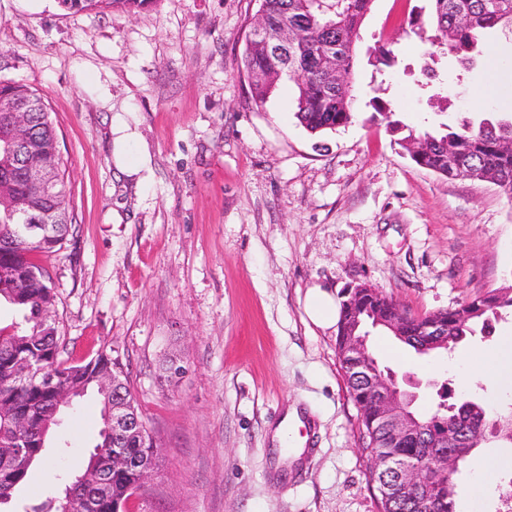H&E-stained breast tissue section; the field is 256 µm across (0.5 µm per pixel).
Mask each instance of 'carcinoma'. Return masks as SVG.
<instances>
[{
	"label": "carcinoma",
	"mask_w": 512,
	"mask_h": 512,
	"mask_svg": "<svg viewBox=\"0 0 512 512\" xmlns=\"http://www.w3.org/2000/svg\"><path fill=\"white\" fill-rule=\"evenodd\" d=\"M259 11L269 38L278 36L286 27L292 33L293 50L288 54V70L298 75L295 84V109L299 122L311 133L335 131L351 124L357 115L353 94L355 54L361 38L362 24L371 10L373 0H259ZM432 9L427 18L417 16L415 26L421 41L423 64L419 69L417 85L429 92V99L439 101V111L448 109V98L433 91L430 75L433 65L449 53L465 62L479 44L480 38L494 28L506 29L512 22V0H431ZM148 0H58L68 11L112 10L129 14L137 12ZM340 44L336 69L342 77L320 63L322 52L328 46ZM369 64L375 73L383 76L397 65V58L383 46L374 48ZM283 61L270 56L258 45L245 49L244 68L255 75L250 83L253 97L265 101L274 88L272 74L282 69ZM35 105L29 113L27 125L30 141L29 161L46 169L55 179L56 187L50 195L35 194L27 189L23 172L0 140V170L13 169L9 181L0 180V298L23 313V323L0 328V492L17 491L28 477L13 460L11 450H20L33 458V464L42 462L46 448L38 439L42 424L60 420L55 412L56 392L83 384L95 394L100 406L101 421L112 410V392L101 390L97 377L110 373L119 362L107 354L82 364H69L60 359L63 336L54 319L43 318V312L54 309L56 296L47 270L34 260L38 253L58 252L68 237L73 235V213L70 193L65 180V169L60 154L56 127L42 97L28 86L17 83L0 84V136L4 134L5 112L9 104ZM368 106L385 115L387 131L399 136L400 144L411 150L419 144L422 151L414 158L417 166L447 179L467 177L479 180L489 172L497 174V185L512 199V114L502 118H485L479 123L464 117L455 126H444L441 131L417 133L408 130L393 118L394 111L375 96ZM29 211L40 215L53 225L48 237H41L13 223L15 212ZM365 303L385 320L400 318L393 299L386 296H365ZM512 311V286L496 288L460 305L457 308L427 313L421 320L410 321L408 336L403 343L419 355L432 356L454 351L468 336L476 335L477 328H486L490 318H498ZM360 304L341 297L337 322V348H342L352 335ZM428 323L439 325L442 335L426 336L422 327ZM27 359L36 368L44 370L52 382L37 378L20 386L15 377L16 361ZM368 362L361 368L347 370L348 392L354 398L367 397ZM22 416L28 429L16 436L11 421ZM421 431L398 439L394 437L376 413L359 414L363 452L367 455L395 457L420 469V487L414 491L401 485H392L387 499L379 500L380 512H457V472L440 470L442 462L454 457L462 466L470 461L480 442L473 439V430L484 419L501 423L500 438L512 442V411L507 415L490 414L476 400L456 403V410L448 412L434 408L424 414H415ZM95 454L84 462L72 477L83 476L79 486L81 496L103 492L99 512H113L112 504L129 497V489L137 482L138 473L126 469L108 474L104 488L98 485V469L93 463Z\"/></svg>",
	"instance_id": "obj_1"
}]
</instances>
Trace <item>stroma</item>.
Returning a JSON list of instances; mask_svg holds the SVG:
<instances>
[{
  "mask_svg": "<svg viewBox=\"0 0 512 512\" xmlns=\"http://www.w3.org/2000/svg\"><path fill=\"white\" fill-rule=\"evenodd\" d=\"M258 0H151L133 14L66 11L57 0H0V81L43 97L59 134L74 233L44 258L56 294L61 353L117 359L161 465L126 512H378L358 410L336 349V325L307 315L310 289L365 283L417 314L512 285V201L499 187L416 166L366 107L379 81L396 119L415 130L512 110V32L462 69L435 66L447 116L418 90L421 43L409 22L429 0H374L361 30L355 121L311 135L281 78L255 103L244 73ZM378 45L398 64L375 77ZM138 163L117 168L113 129ZM512 337L493 320L448 356L420 357L384 332L367 345L381 367L419 381L418 409L452 379L456 395L512 408V387L463 359ZM181 368L171 374V365ZM311 435L301 457L272 437L290 407ZM99 408L84 398L51 434L45 463L15 498L58 492L95 444ZM474 458L500 464L480 497L457 475L460 512H499L512 443Z\"/></svg>",
  "mask_w": 512,
  "mask_h": 512,
  "instance_id": "1",
  "label": "stroma"
}]
</instances>
